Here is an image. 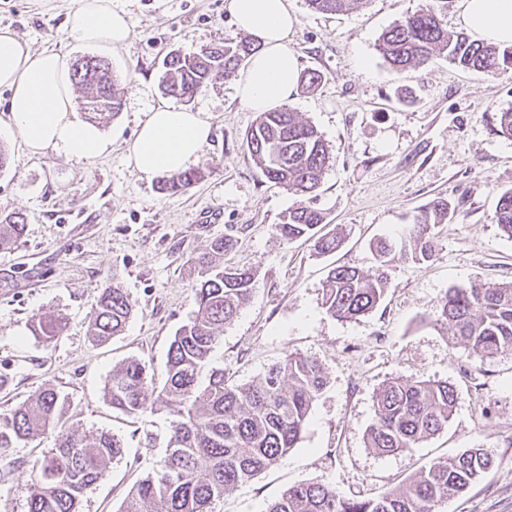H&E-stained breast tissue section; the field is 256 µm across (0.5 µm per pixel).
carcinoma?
Wrapping results in <instances>:
<instances>
[{
	"label": "carcinoma",
	"mask_w": 512,
	"mask_h": 512,
	"mask_svg": "<svg viewBox=\"0 0 512 512\" xmlns=\"http://www.w3.org/2000/svg\"><path fill=\"white\" fill-rule=\"evenodd\" d=\"M306 2L312 10L336 13L353 0ZM443 7L444 0H425L380 35L378 51L393 70L420 69L433 57L443 56L467 71L491 76L512 73V47L448 30L441 18ZM252 52L251 42L236 37L193 56L173 50L162 61L160 86L164 94L189 103L212 81L236 76ZM70 81L83 91L85 110L114 116L120 112L116 76L106 59L81 58L72 67ZM245 144L247 156L267 181L302 195L320 188L331 162L322 135L286 105L258 113ZM204 176L201 169L166 175L162 189L184 192ZM449 213L448 200H434L413 215L400 235L371 241L369 249L377 264L373 274L354 266L330 270L322 288V308L342 321L372 311L385 295V269L395 255L418 263L432 260ZM494 219L512 239V189L500 194ZM26 221L20 212L0 209V250L15 242ZM324 224L321 211L301 206L284 215L274 231L288 241L313 239L318 252L325 254L335 251L340 240L321 233ZM236 242L237 234L230 228L206 241L190 259V273L196 279L195 311L170 343L164 387L157 389L145 366L133 358L114 367L104 385L105 399L126 415L172 416L163 468L137 484L120 512H213L214 502L226 491L275 466L297 446L326 386L322 367L301 353L287 354L243 384L228 382L223 368L211 366L224 326L259 286L255 270L224 263V255ZM435 311L452 340L474 359L483 362L512 351L511 283L450 288L436 302ZM133 313L134 303L122 289L104 288L90 335L98 341L121 335ZM64 328L58 319L33 322L34 335L45 343L53 342ZM457 403L458 393L446 381L391 378L376 391L367 447L382 456L412 448L447 426ZM66 405L67 397L48 386L24 405L0 413V448L56 433L54 447L36 465L28 512H79L84 493L122 455V441L114 434L102 432L89 439L66 429ZM491 463L485 449L469 448L431 463L404 490L369 499L345 498L324 483H300L268 504L265 512H436L437 505L477 482Z\"/></svg>",
	"instance_id": "obj_1"
}]
</instances>
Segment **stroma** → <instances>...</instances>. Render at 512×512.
<instances>
[{
  "instance_id": "35a3bbf8",
  "label": "stroma",
  "mask_w": 512,
  "mask_h": 512,
  "mask_svg": "<svg viewBox=\"0 0 512 512\" xmlns=\"http://www.w3.org/2000/svg\"><path fill=\"white\" fill-rule=\"evenodd\" d=\"M225 0H114L126 11L125 47L97 50L66 39L76 0H0V28L33 50L54 48L76 60L102 54L118 78L123 105L96 125L112 140L107 153L78 159L25 155L0 126L12 162L0 171V208L22 212L27 224L0 250V412L17 408L46 386L69 401L65 425L95 436L110 432L122 457L88 489L80 512H119L122 502L166 457L168 415L128 416L103 396L113 367L134 358L155 386L167 378V351L193 316L189 260L208 239L239 228L230 265L251 267L259 286L224 328L214 361L230 382L244 383L286 354L301 352L322 366L327 384L302 439L276 466L225 493L215 512H264L289 486L331 485L344 497L372 498L405 487L431 461L485 448L489 471L439 512H512V352L473 363L441 327L434 310L449 288L512 283V239L499 230V194L512 188V138L495 131L496 112L512 109V74L487 76L436 59L428 71L396 72L377 51L380 34L422 0H360L324 14L291 0L299 24L291 45L300 71L322 75L298 88L287 105L313 123L332 162L320 190L299 196L268 182L248 158L244 138L256 119L223 79L197 94L211 136L198 163L204 179L168 193L126 161V146L159 87L163 57L222 44L237 30ZM446 199L454 211L428 263L398 256L381 303L341 322L320 305L332 268L369 271L371 240L395 235L417 208ZM300 205L321 210L327 231L341 238L331 254L310 242H288L273 226ZM118 286L135 304L122 335L104 343L88 333L102 288ZM67 328L52 343L33 336L41 316ZM446 381L458 392L455 414L440 433L404 452L367 448L375 392L392 377ZM52 436L0 448V512H28L27 489Z\"/></svg>"
}]
</instances>
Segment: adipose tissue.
Listing matches in <instances>:
<instances>
[{
  "instance_id": "ef3b65f1",
  "label": "adipose tissue",
  "mask_w": 512,
  "mask_h": 512,
  "mask_svg": "<svg viewBox=\"0 0 512 512\" xmlns=\"http://www.w3.org/2000/svg\"><path fill=\"white\" fill-rule=\"evenodd\" d=\"M461 20L476 38L512 45V0H460ZM237 29L258 44L236 78V96L249 111L265 112L296 92L298 60L290 43L298 24L289 0H225ZM70 42L118 49L130 36L124 10L112 0H77L65 31ZM66 57L52 49L33 51L9 28H0V88L10 93L6 126L27 154L94 158L111 140L96 125L76 119ZM211 135L201 111L167 103L149 108L126 160L141 177L151 179L196 164Z\"/></svg>"
}]
</instances>
